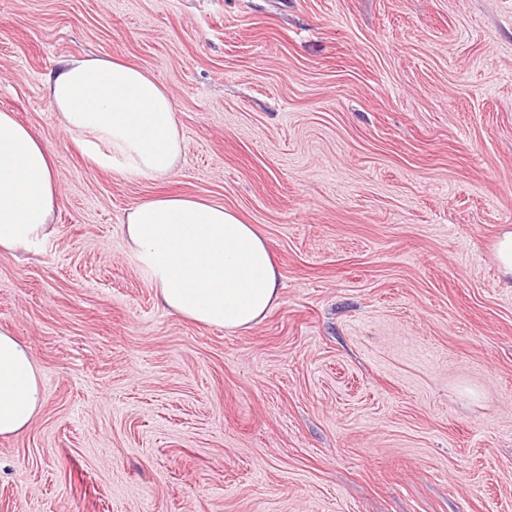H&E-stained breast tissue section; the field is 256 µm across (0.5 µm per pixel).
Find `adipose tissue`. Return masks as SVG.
Returning a JSON list of instances; mask_svg holds the SVG:
<instances>
[{
    "label": "adipose tissue",
    "instance_id": "1",
    "mask_svg": "<svg viewBox=\"0 0 512 512\" xmlns=\"http://www.w3.org/2000/svg\"><path fill=\"white\" fill-rule=\"evenodd\" d=\"M47 102L60 126L84 137L101 165L120 157V172L166 177L185 150L169 89L123 59L61 62L47 78ZM102 144L109 153L99 152ZM57 200L48 146L0 111V249L26 250L46 237ZM123 232L170 313L237 332L279 303L280 273L267 239L222 203L159 195L130 208ZM42 403L30 352L13 331L0 328V438L23 432Z\"/></svg>",
    "mask_w": 512,
    "mask_h": 512
}]
</instances>
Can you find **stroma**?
<instances>
[{
  "label": "stroma",
  "instance_id": "1",
  "mask_svg": "<svg viewBox=\"0 0 512 512\" xmlns=\"http://www.w3.org/2000/svg\"><path fill=\"white\" fill-rule=\"evenodd\" d=\"M86 54L172 91L170 175L59 129L46 79ZM0 110L59 189L0 251L44 396L0 512H512V0H0ZM167 193L268 239L259 324L159 304L123 224Z\"/></svg>",
  "mask_w": 512,
  "mask_h": 512
}]
</instances>
